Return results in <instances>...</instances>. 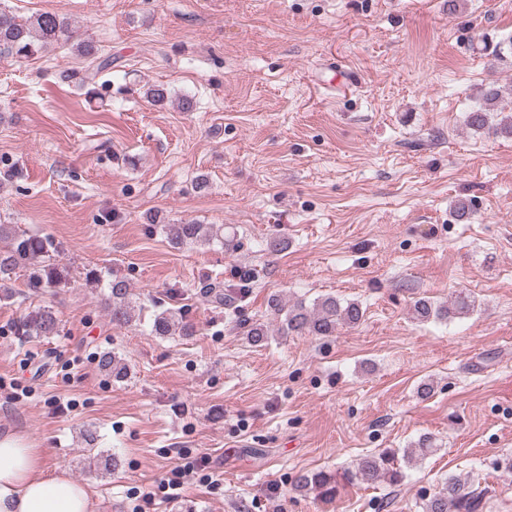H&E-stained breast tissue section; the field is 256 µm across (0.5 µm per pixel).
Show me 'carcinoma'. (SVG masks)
<instances>
[{
	"mask_svg": "<svg viewBox=\"0 0 512 512\" xmlns=\"http://www.w3.org/2000/svg\"><path fill=\"white\" fill-rule=\"evenodd\" d=\"M71 39V25L64 17L46 12L20 21L11 12L0 9V55L27 59ZM500 96L501 91L493 85L485 89L481 100L467 112V126L475 131L512 138V113L491 121V113L497 111ZM164 232L174 248L185 244H208L221 238L220 229L212 224H166ZM2 238L10 241V247L0 251V280L20 266L28 269L30 282L38 288H55L65 279L66 268L59 266L54 255L50 254L51 245L47 240L20 232L14 224H0ZM105 287L109 290L112 323L117 326L130 324L135 318L136 301L129 284L115 277L107 281ZM475 303L473 296L460 292L446 307L435 308L429 301L419 300L414 305V313L419 319L433 315L462 317L473 312ZM268 308L274 317L280 319V331L284 335L331 336L338 326H356L364 317L359 304H343L333 296L321 297L309 307L303 301L287 306L274 295L268 299ZM25 328L27 333L36 336H56L60 331L59 322L50 309L38 311L26 322ZM151 333L156 336H190L192 327L181 311L165 310L155 315ZM433 452V442L425 436L415 448L365 457L354 469L340 474L327 471L303 473L296 478L294 489L315 491L318 497L330 501L342 486L356 481H383L396 486L404 478L405 467ZM486 493L484 488L450 476L444 486L424 503L423 512H480Z\"/></svg>",
	"mask_w": 512,
	"mask_h": 512,
	"instance_id": "cac0c4a2",
	"label": "carcinoma"
}]
</instances>
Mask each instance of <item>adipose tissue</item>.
<instances>
[{
	"mask_svg": "<svg viewBox=\"0 0 512 512\" xmlns=\"http://www.w3.org/2000/svg\"><path fill=\"white\" fill-rule=\"evenodd\" d=\"M0 512H98L89 489L44 466L36 449L0 438Z\"/></svg>",
	"mask_w": 512,
	"mask_h": 512,
	"instance_id": "ef3b65f1",
	"label": "adipose tissue"
}]
</instances>
